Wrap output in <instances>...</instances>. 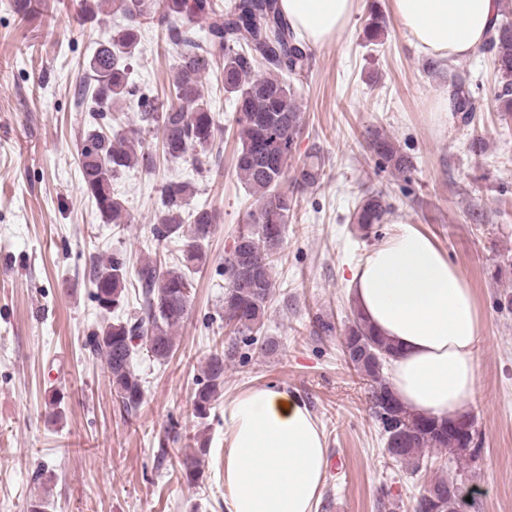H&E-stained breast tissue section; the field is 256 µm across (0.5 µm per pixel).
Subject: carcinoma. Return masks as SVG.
<instances>
[{"label": "carcinoma", "instance_id": "cac0c4a2", "mask_svg": "<svg viewBox=\"0 0 512 512\" xmlns=\"http://www.w3.org/2000/svg\"><path fill=\"white\" fill-rule=\"evenodd\" d=\"M21 19L43 16L41 0H11ZM103 16L118 19L110 39L83 61L90 84L79 85L78 97L93 104L92 111L110 112L126 101L139 115V126L106 133L88 130L80 146V174L85 193L92 198L108 224L128 223L124 201L112 190V181L130 169L149 171L153 153L146 136L162 135L163 152L174 161L206 155L218 135L219 125L204 99L203 79L217 65L223 66L224 92L235 99V122L241 146L235 169L240 182L255 197L247 229L237 236L233 250L224 256V327L236 336L227 346L212 352L204 378L194 394V415L209 417L211 406L224 390V369L235 358L238 343L260 344L270 353L277 343L262 335L268 301L275 288L273 272L284 243V233L296 198L281 184L288 167L296 163L294 191L315 186L321 176L316 153L295 158V138L300 130V109L289 81L310 68V55L279 0H233L229 7L219 0H82V19L94 23ZM156 26L177 47L172 67V102L162 111L148 93L130 80V61L139 53L144 34ZM204 28L201 37L196 29ZM500 77L498 100L504 115L512 114V24L500 23L485 44ZM449 97L454 111L472 118L475 99L469 85L453 75ZM365 141L382 163L398 173L411 166L386 132L366 130ZM197 194L195 185L177 177L161 188V204L154 212L151 233L175 253L173 263L147 257L129 271L126 254L115 251L105 259H89L87 274L97 306L110 311L121 306L128 292L129 275L141 289L140 311L125 319L100 325L86 339L85 347L105 366L112 393L128 417L144 403L141 376L133 365L140 346L159 363L170 358L176 333L182 326L191 296L190 274L205 265L204 243L216 229V211L204 205L188 210ZM391 205L381 191L364 194L352 212L353 223L364 230L383 222ZM345 361L369 381L368 401L385 435V447L396 463L417 472L429 450L455 457L477 447V430L463 431L451 425L454 417L436 418L408 411L384 376L392 347L376 336L355 311L342 343ZM205 442L182 453L181 475L189 485L201 478ZM461 488L448 493V477L437 475L416 498L413 512H458L465 506Z\"/></svg>", "mask_w": 512, "mask_h": 512}]
</instances>
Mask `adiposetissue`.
Wrapping results in <instances>:
<instances>
[{"label": "adipose tissue", "instance_id": "ef3b65f1", "mask_svg": "<svg viewBox=\"0 0 512 512\" xmlns=\"http://www.w3.org/2000/svg\"><path fill=\"white\" fill-rule=\"evenodd\" d=\"M363 0H281L312 48L338 39ZM499 0H392L423 51L474 56L497 20ZM349 294L360 315L395 349L390 386L411 412L463 413L476 392L481 316L472 290L433 237L417 225L394 233L354 268ZM326 442L301 398L273 385L224 406L226 512H313L326 480Z\"/></svg>", "mask_w": 512, "mask_h": 512}]
</instances>
